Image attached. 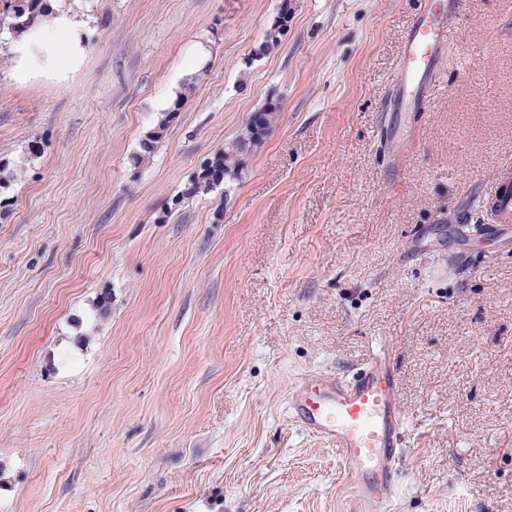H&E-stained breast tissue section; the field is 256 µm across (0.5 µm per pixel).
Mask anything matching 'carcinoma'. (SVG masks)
I'll use <instances>...</instances> for the list:
<instances>
[{
  "label": "carcinoma",
  "instance_id": "obj_1",
  "mask_svg": "<svg viewBox=\"0 0 512 512\" xmlns=\"http://www.w3.org/2000/svg\"><path fill=\"white\" fill-rule=\"evenodd\" d=\"M45 0H15L12 6L10 29L15 36H22L30 32L36 20L44 13ZM283 22L276 23L266 31L263 42L254 50L259 56L269 52L279 44L280 29L288 22V13L281 14ZM194 90V86L187 85L174 105L169 110L160 113L156 126L141 142V150L136 154L134 164L139 166L154 152L156 143L161 139L163 132L169 126L172 113L183 106L185 100ZM280 108L269 103L264 108L252 113L245 124L244 131L234 140L217 151L204 167L194 175L188 187L175 199L180 204L198 194H207L224 187L239 179L247 160L263 144L278 119Z\"/></svg>",
  "mask_w": 512,
  "mask_h": 512
}]
</instances>
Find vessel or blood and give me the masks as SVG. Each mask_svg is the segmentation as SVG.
<instances>
[{
  "label": "vessel or blood",
  "instance_id": "1",
  "mask_svg": "<svg viewBox=\"0 0 512 512\" xmlns=\"http://www.w3.org/2000/svg\"><path fill=\"white\" fill-rule=\"evenodd\" d=\"M459 7L460 0H430L414 20L395 81L401 111L426 108ZM483 204L487 225L512 234V166L498 171ZM399 389V375L385 343L351 373L302 375L290 384L292 421L335 449L342 464L345 512H378L398 484L407 436Z\"/></svg>",
  "mask_w": 512,
  "mask_h": 512
}]
</instances>
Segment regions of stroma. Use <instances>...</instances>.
I'll return each instance as SVG.
<instances>
[{
    "label": "stroma",
    "mask_w": 512,
    "mask_h": 512,
    "mask_svg": "<svg viewBox=\"0 0 512 512\" xmlns=\"http://www.w3.org/2000/svg\"><path fill=\"white\" fill-rule=\"evenodd\" d=\"M13 2L0 512H344L340 461L288 387L385 342L409 429L382 512H512V253L480 205L512 161V0H461L419 112L393 94L425 0H67L89 21L80 63L27 75ZM270 100L239 181L175 203ZM452 210L471 255L447 272ZM194 90V86L188 84L179 98L174 102V105L169 110L160 113L158 117L156 126L153 130H151L145 138L141 142V150L136 154L134 159V164L140 166L145 159H148L151 154L154 152L156 143L161 139L163 132L169 126V123L172 119V113L178 112L180 108L183 106L185 100L190 95V92Z\"/></svg>",
    "instance_id": "obj_1"
}]
</instances>
